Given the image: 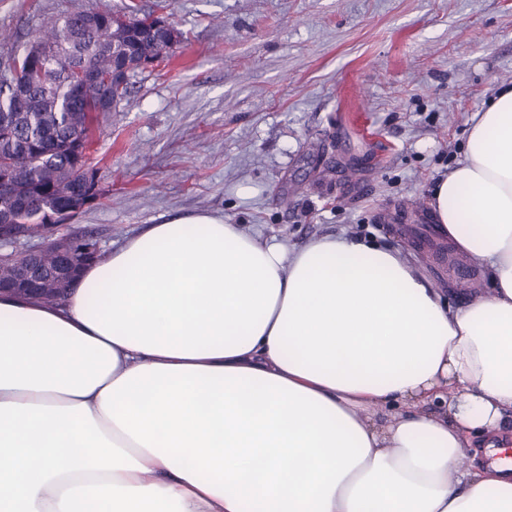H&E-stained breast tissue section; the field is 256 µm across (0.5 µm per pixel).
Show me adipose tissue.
Returning <instances> with one entry per match:
<instances>
[{
	"label": "adipose tissue",
	"instance_id": "obj_1",
	"mask_svg": "<svg viewBox=\"0 0 512 512\" xmlns=\"http://www.w3.org/2000/svg\"><path fill=\"white\" fill-rule=\"evenodd\" d=\"M428 205L488 291L204 212L0 295V512H512V86Z\"/></svg>",
	"mask_w": 512,
	"mask_h": 512
}]
</instances>
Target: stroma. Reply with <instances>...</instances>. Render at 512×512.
<instances>
[{"instance_id": "1", "label": "stroma", "mask_w": 512, "mask_h": 512, "mask_svg": "<svg viewBox=\"0 0 512 512\" xmlns=\"http://www.w3.org/2000/svg\"><path fill=\"white\" fill-rule=\"evenodd\" d=\"M183 40L101 123L99 200L56 236L102 252L200 212L293 248L355 235L410 249L434 287L428 207L474 112L512 85V0H0V46L130 2Z\"/></svg>"}]
</instances>
